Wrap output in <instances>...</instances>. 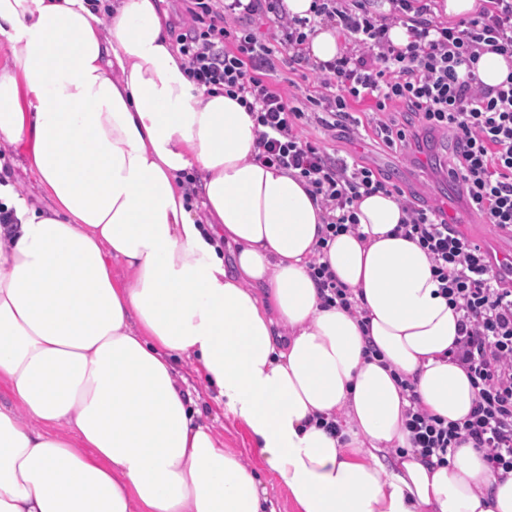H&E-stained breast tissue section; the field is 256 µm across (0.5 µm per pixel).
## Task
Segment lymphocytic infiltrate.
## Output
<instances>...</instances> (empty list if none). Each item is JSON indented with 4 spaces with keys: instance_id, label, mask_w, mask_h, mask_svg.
<instances>
[{
    "instance_id": "obj_1",
    "label": "lymphocytic infiltrate",
    "mask_w": 512,
    "mask_h": 512,
    "mask_svg": "<svg viewBox=\"0 0 512 512\" xmlns=\"http://www.w3.org/2000/svg\"><path fill=\"white\" fill-rule=\"evenodd\" d=\"M392 9L376 20L370 0H315L312 18H291L281 0H191L176 36L190 78L223 88L259 127V158L298 171L311 196L328 214L326 232L356 230L354 204L362 195L385 192L400 198L407 214L398 236L428 254L441 293L458 315V336L448 351L477 390L469 416L452 423L430 415L410 392L406 426L424 458L444 459L449 448L472 440L493 470L512 472V279L501 276L491 252L449 224L438 206L422 208L404 199L397 185L369 166L332 157L321 142L304 136L316 123L328 133H351L354 104L373 102L376 111L402 108L403 122L377 120L387 145L406 143L416 127L443 131L454 144L449 174L485 223L512 234V79L486 87L475 75L460 79L459 65L487 52L512 55V0H488L479 17L451 28L429 17L428 0H389ZM271 17V42L241 28L244 20ZM410 22L411 42L395 47L388 38L397 22ZM330 23L344 39L343 53L315 65L304 45L316 26ZM316 82L307 107L274 85L280 53Z\"/></svg>"
}]
</instances>
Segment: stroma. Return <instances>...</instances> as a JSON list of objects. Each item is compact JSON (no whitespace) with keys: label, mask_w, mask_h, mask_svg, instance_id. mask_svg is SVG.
<instances>
[{"label":"stroma","mask_w":512,"mask_h":512,"mask_svg":"<svg viewBox=\"0 0 512 512\" xmlns=\"http://www.w3.org/2000/svg\"><path fill=\"white\" fill-rule=\"evenodd\" d=\"M353 113L360 121L354 137L330 138L312 123L305 125L304 133L322 140L331 156L378 171L415 205L442 207L461 232L482 247L496 252L512 245L511 235L488 233L483 219L469 207L461 186L449 176L453 145L446 133L423 129L408 146L390 148L373 131L371 102L354 104Z\"/></svg>","instance_id":"obj_1"}]
</instances>
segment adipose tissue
I'll list each match as a JSON object with an SVG mask.
<instances>
[{
	"label": "adipose tissue",
	"instance_id": "ef3b65f1",
	"mask_svg": "<svg viewBox=\"0 0 512 512\" xmlns=\"http://www.w3.org/2000/svg\"><path fill=\"white\" fill-rule=\"evenodd\" d=\"M159 3L0 0V144L51 200L0 183V512H274L190 371L295 512H512L472 442L412 446L403 383L450 422L477 395L395 196L316 253L324 210L189 77ZM317 254L356 313L324 303Z\"/></svg>",
	"mask_w": 512,
	"mask_h": 512
}]
</instances>
